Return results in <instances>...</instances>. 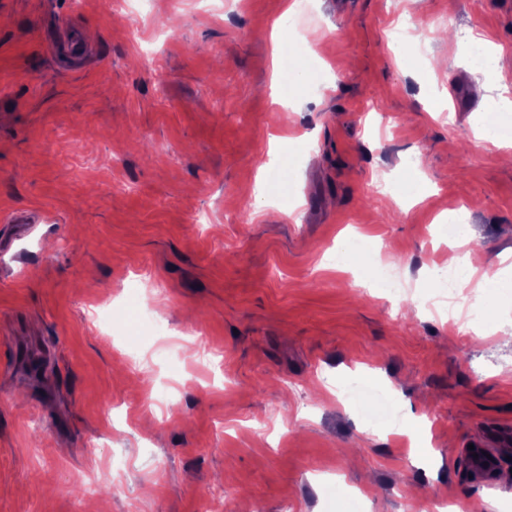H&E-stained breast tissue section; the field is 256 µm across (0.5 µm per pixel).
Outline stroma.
Segmentation results:
<instances>
[{
  "instance_id": "stroma-1",
  "label": "stroma",
  "mask_w": 512,
  "mask_h": 512,
  "mask_svg": "<svg viewBox=\"0 0 512 512\" xmlns=\"http://www.w3.org/2000/svg\"><path fill=\"white\" fill-rule=\"evenodd\" d=\"M139 11L0 0V512H512V287L473 288L494 319L465 335L412 293L459 254L441 212L478 272L512 255V165L473 129L512 91V0ZM62 19L88 64L51 58ZM279 23L316 51L291 111ZM263 168L290 179L262 206ZM350 228L408 294L333 263ZM357 377L399 424L337 401Z\"/></svg>"
}]
</instances>
